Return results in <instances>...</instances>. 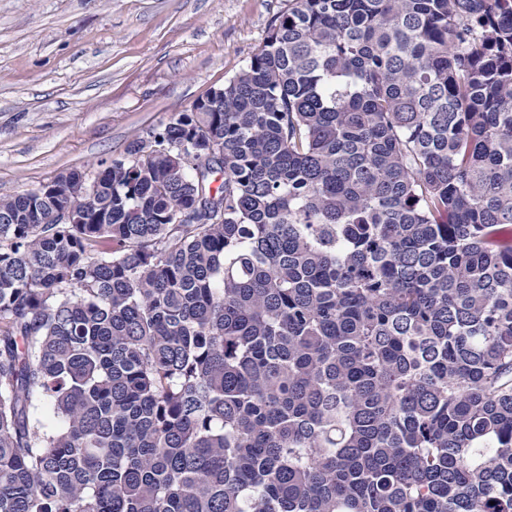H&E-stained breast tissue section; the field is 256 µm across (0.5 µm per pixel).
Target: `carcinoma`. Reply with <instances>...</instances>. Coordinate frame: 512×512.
<instances>
[{"label":"carcinoma","instance_id":"cac0c4a2","mask_svg":"<svg viewBox=\"0 0 512 512\" xmlns=\"http://www.w3.org/2000/svg\"><path fill=\"white\" fill-rule=\"evenodd\" d=\"M99 167L0 196V512H512V0H290Z\"/></svg>","mask_w":512,"mask_h":512}]
</instances>
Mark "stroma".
Listing matches in <instances>:
<instances>
[{
  "label": "stroma",
  "mask_w": 512,
  "mask_h": 512,
  "mask_svg": "<svg viewBox=\"0 0 512 512\" xmlns=\"http://www.w3.org/2000/svg\"><path fill=\"white\" fill-rule=\"evenodd\" d=\"M289 0H0V195L124 155L223 87Z\"/></svg>",
  "instance_id": "obj_1"
}]
</instances>
